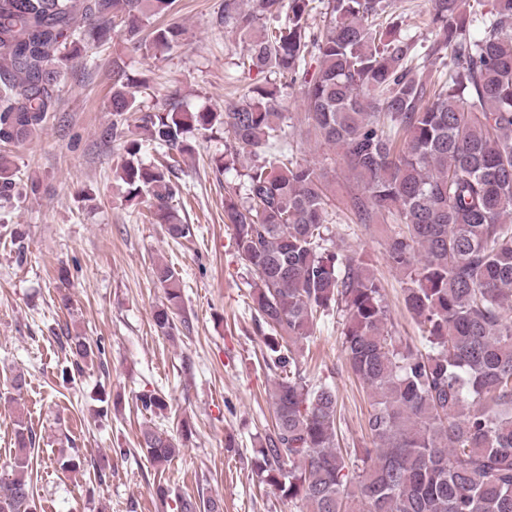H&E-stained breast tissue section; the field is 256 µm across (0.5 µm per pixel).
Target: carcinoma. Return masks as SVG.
I'll list each match as a JSON object with an SVG mask.
<instances>
[{
    "label": "carcinoma",
    "mask_w": 512,
    "mask_h": 512,
    "mask_svg": "<svg viewBox=\"0 0 512 512\" xmlns=\"http://www.w3.org/2000/svg\"><path fill=\"white\" fill-rule=\"evenodd\" d=\"M430 3L434 40L418 54L380 23L393 0H326L315 30L313 0H224L214 25L240 34L249 66L279 82L249 88L222 112H186L176 101L145 111L124 61L112 58L117 120L102 137L124 141L116 178L129 198L149 201L172 239L192 235L171 206L183 189L176 156L192 150L187 133L223 129L226 169L242 151L265 154L246 172V200L235 192L224 199V223L251 277L266 363L278 372L274 424L251 463L299 512H512V0H492L476 36L469 0ZM173 5L0 0V149L43 132L70 63L107 34L146 56L180 47L183 26L156 23ZM268 19L283 23L269 29ZM445 50L450 70L428 72L426 61ZM290 85L302 90L306 136L342 151L351 220L397 225L386 256L419 325L416 343L388 328L384 287L365 259L336 250L324 168L288 158L295 127L281 108ZM139 129L165 162L138 160ZM17 173L0 152V202L13 199ZM153 273L166 295L154 325L170 335L179 273L163 262ZM340 312L346 365L370 400L372 448L340 447L335 389L300 369L317 320ZM58 341L78 374L100 357L79 333ZM98 401L105 416L122 405L118 393L102 391ZM140 402L151 413L167 409L156 393ZM35 445L17 421L0 512H36L28 475ZM140 449L156 464L178 451L153 429ZM180 509L221 512V504L185 499Z\"/></svg>",
    "instance_id": "carcinoma-1"
}]
</instances>
